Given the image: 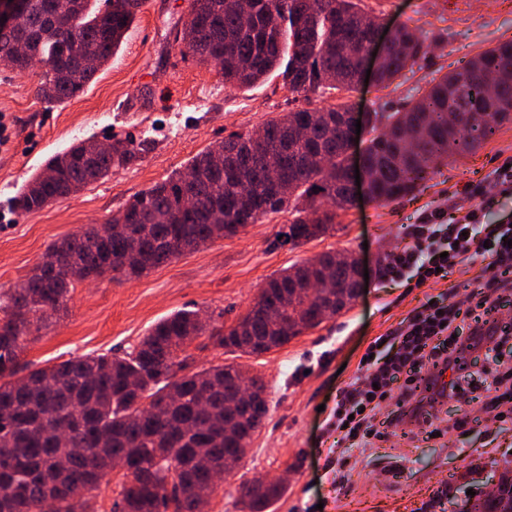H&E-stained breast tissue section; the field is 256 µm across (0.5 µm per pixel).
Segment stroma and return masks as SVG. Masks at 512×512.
<instances>
[{
    "instance_id": "1",
    "label": "stroma",
    "mask_w": 512,
    "mask_h": 512,
    "mask_svg": "<svg viewBox=\"0 0 512 512\" xmlns=\"http://www.w3.org/2000/svg\"><path fill=\"white\" fill-rule=\"evenodd\" d=\"M190 0H141L121 48L97 80L62 104L40 100L39 67L18 73L0 67V114L9 140L0 145V292L15 288L46 248L103 224L133 196L163 182L198 153L233 133H248L285 112L349 102L354 110L400 108L435 76L454 71L498 42L512 39V0H361L368 13L405 25L430 48L388 87L363 84L358 92L293 96L281 78L247 88L225 87L218 68L182 54L175 40ZM127 138L147 143L142 157L110 179L90 184L42 210L20 214L13 199L45 161L73 142ZM512 156V121L474 152L438 165L413 194L380 206L355 202L336 229L294 247L281 243L284 216L251 224L234 236L184 253L148 274L120 281L78 283L66 310L29 342L21 367L42 366L91 352L121 356L160 320L179 310H200L216 324L243 316L266 282L294 264L329 251H348L367 268L369 280L348 308L283 347L243 354L199 337L187 348L194 367H241L266 386L268 412L237 469L226 476L201 512H241L239 486L253 479H281L283 496L270 512H421L440 487L453 494L492 490L495 464L512 462V422L487 421L479 387L494 371L512 368V339L495 351L461 361L462 397L434 409V427L411 423L384 427L364 453H353L347 485L335 483L329 465L336 448L326 430L327 411L353 376L375 337L395 327L425 301L423 288L382 285L381 255L424 211L468 209L464 188L479 183ZM487 271L476 265L453 270L435 290L466 300L468 324L512 325V302L493 309L466 296ZM469 400L471 418L459 424Z\"/></svg>"
}]
</instances>
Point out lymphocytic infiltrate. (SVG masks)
I'll use <instances>...</instances> for the list:
<instances>
[{
  "label": "lymphocytic infiltrate",
  "instance_id": "f902f5d3",
  "mask_svg": "<svg viewBox=\"0 0 512 512\" xmlns=\"http://www.w3.org/2000/svg\"><path fill=\"white\" fill-rule=\"evenodd\" d=\"M491 187L501 195L512 196V167H495L489 185L466 186L472 204L455 222L444 223L439 210L423 213L419 223L411 225L407 242L380 259L381 281L421 288L445 280L454 269L479 263L493 272L491 278L477 285L481 303L512 291V224L486 222L492 204L487 190ZM463 320L461 303L440 293L369 344L354 376L337 394L328 422L341 451L336 458L337 483L349 478L344 449L365 451L379 437V415L390 396L406 403L431 379L456 371L463 352L502 344V337L493 329L479 325L472 327L469 335H461ZM398 377L403 384L396 391L392 382Z\"/></svg>",
  "mask_w": 512,
  "mask_h": 512
}]
</instances>
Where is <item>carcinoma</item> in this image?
<instances>
[{"label":"carcinoma","instance_id":"carcinoma-1","mask_svg":"<svg viewBox=\"0 0 512 512\" xmlns=\"http://www.w3.org/2000/svg\"><path fill=\"white\" fill-rule=\"evenodd\" d=\"M27 0L20 21L0 28V61L13 70L31 62L12 58L18 40L47 64L39 95L67 101L88 86L121 45L139 0H108L93 11L89 0ZM191 0L196 37L181 51L220 67L224 85L249 87L278 72L293 94L359 90L358 54L370 36L355 0ZM427 54L425 40L400 26L375 66L384 85ZM351 108L287 112L267 121V146L248 148L235 133L199 153L186 166L201 178L191 187L185 171L135 195L108 224H93L52 243L16 288L0 293V512H90L93 492L112 463L129 465L116 512H199L218 486L209 470L225 475L246 455L268 412L265 384L232 365L193 371L187 346L208 337L221 348L261 354L288 344L349 307L362 288L353 267L327 251L270 279L238 322L224 329L190 310L158 322L123 357L87 354L18 375L26 344L45 315L67 307L78 265L91 280L150 272L186 251L236 235L250 224L288 214L284 241L294 247L335 230L350 208L346 168L352 143L343 126ZM512 120V40L486 50L459 71L431 81L396 112L373 111L372 136L360 158L371 173L369 198L378 205L408 195L453 156L478 149ZM85 139L52 156L14 198L20 213L40 210L125 169L147 151L144 143L115 139L109 151ZM334 282L331 298L313 295L305 282ZM244 384L255 397L224 432L225 404ZM285 486L258 480L240 485L248 512H267ZM451 512H512V468H504L495 494Z\"/></svg>","mask_w":512,"mask_h":512}]
</instances>
